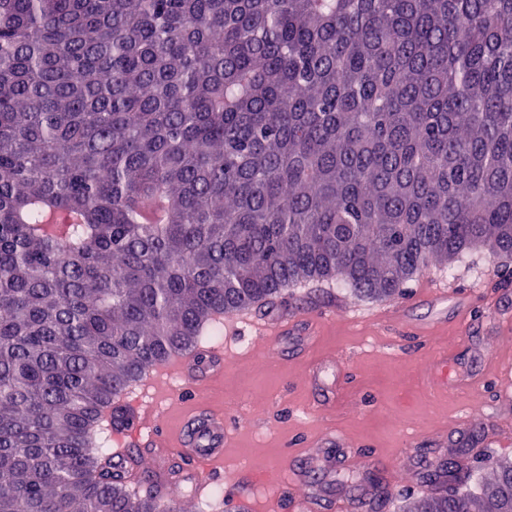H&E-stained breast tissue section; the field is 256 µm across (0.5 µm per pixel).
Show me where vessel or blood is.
I'll return each instance as SVG.
<instances>
[{"mask_svg": "<svg viewBox=\"0 0 512 512\" xmlns=\"http://www.w3.org/2000/svg\"><path fill=\"white\" fill-rule=\"evenodd\" d=\"M227 319L249 325L272 347L298 326L304 327L306 335H313L315 324L314 317L302 309L273 319L254 317L240 309L228 314ZM223 377L224 353L220 348L211 347L204 353L197 350L178 353L160 372H148L136 384L127 387L119 397V404L131 417L133 425L112 434L120 450L116 460L118 469L123 471L129 467L126 447L133 443L144 445L153 451L154 472L160 484L173 491L181 483H189L196 500L210 505L212 476L224 469L228 429L223 410L199 404L186 406L177 427L170 430L166 427L164 409L148 398L146 391L166 379L198 392Z\"/></svg>", "mask_w": 512, "mask_h": 512, "instance_id": "b4317fda", "label": "vessel or blood"}]
</instances>
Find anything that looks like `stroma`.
I'll list each match as a JSON object with an SVG mask.
<instances>
[{
  "instance_id": "1",
  "label": "stroma",
  "mask_w": 512,
  "mask_h": 512,
  "mask_svg": "<svg viewBox=\"0 0 512 512\" xmlns=\"http://www.w3.org/2000/svg\"><path fill=\"white\" fill-rule=\"evenodd\" d=\"M429 274L446 283L452 296L470 300L469 323L450 310L445 324L423 332L437 309L415 301L418 276L395 299L409 307L404 323L372 322L375 301L356 299L336 283L313 281L292 288L288 302L265 308L268 317L298 306L321 318L311 342L285 336L270 367L259 363L264 340L246 325L206 338V345L223 346L231 360L223 383L207 395L212 405L229 411L232 422L224 471L214 477L220 512H233L235 493L251 489L255 472L281 471L287 452L308 447L325 429L334 437L321 450L335 455V471L313 470L303 485H280L277 512H301L310 494L318 499L317 512H336L344 498L352 512H402L408 501L424 495L427 470L448 459L468 471L470 490L491 477L501 461L493 452L498 433L492 420L512 414V405L501 402L485 359L512 354V333L499 329L500 317L512 316V259L473 250L453 265L433 266ZM438 352L447 353L450 373L484 376L488 423L461 427L468 396L430 392L420 373ZM353 455L367 459L368 468L348 471L345 461Z\"/></svg>"
}]
</instances>
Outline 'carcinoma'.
I'll list each match as a JSON object with an SVG mask.
<instances>
[{"label":"carcinoma","instance_id":"obj_1","mask_svg":"<svg viewBox=\"0 0 512 512\" xmlns=\"http://www.w3.org/2000/svg\"><path fill=\"white\" fill-rule=\"evenodd\" d=\"M512 257V0H0V512H188L119 390L314 280ZM409 512H512L448 461Z\"/></svg>","mask_w":512,"mask_h":512}]
</instances>
